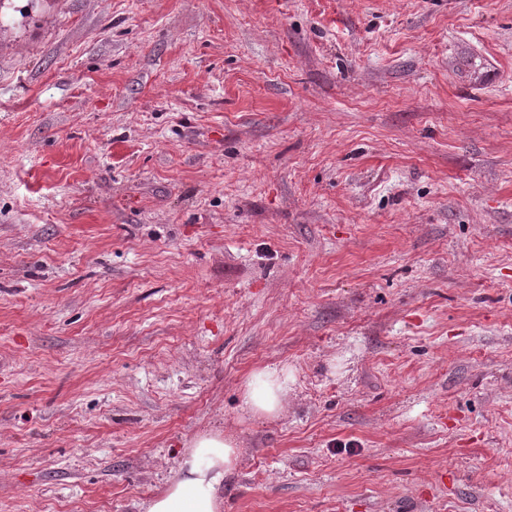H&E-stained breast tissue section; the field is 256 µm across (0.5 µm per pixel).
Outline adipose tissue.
<instances>
[{
	"label": "adipose tissue",
	"mask_w": 512,
	"mask_h": 512,
	"mask_svg": "<svg viewBox=\"0 0 512 512\" xmlns=\"http://www.w3.org/2000/svg\"><path fill=\"white\" fill-rule=\"evenodd\" d=\"M287 367H267L243 383L242 408L254 418L272 419L288 394ZM239 462L238 443L222 430L212 429L191 438L164 490L144 504L145 512H224V481Z\"/></svg>",
	"instance_id": "obj_1"
}]
</instances>
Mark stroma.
Returning <instances> with one entry per match:
<instances>
[{
    "instance_id": "1",
    "label": "stroma",
    "mask_w": 512,
    "mask_h": 512,
    "mask_svg": "<svg viewBox=\"0 0 512 512\" xmlns=\"http://www.w3.org/2000/svg\"><path fill=\"white\" fill-rule=\"evenodd\" d=\"M214 428L224 512H512V0H0V512ZM291 382L287 367H266L243 383L242 409L252 418L272 419L282 409Z\"/></svg>"
}]
</instances>
